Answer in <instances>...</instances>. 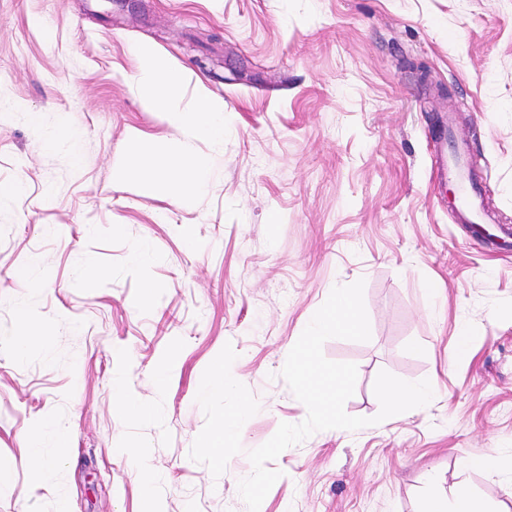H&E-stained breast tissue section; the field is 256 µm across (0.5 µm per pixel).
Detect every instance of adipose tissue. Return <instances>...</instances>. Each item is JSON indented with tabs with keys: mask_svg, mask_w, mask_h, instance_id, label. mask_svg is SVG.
Returning <instances> with one entry per match:
<instances>
[{
	"mask_svg": "<svg viewBox=\"0 0 512 512\" xmlns=\"http://www.w3.org/2000/svg\"><path fill=\"white\" fill-rule=\"evenodd\" d=\"M132 52L139 63L135 83L146 110L164 114L173 127L187 128L212 139L223 138L222 101L203 89L192 110H181L177 102L190 76L189 71L171 65L148 45H133ZM148 149L160 155L175 170L176 176L165 181H146V188L154 193L176 196L187 203L193 202L207 182L206 159L188 155L179 147L164 142H151Z\"/></svg>",
	"mask_w": 512,
	"mask_h": 512,
	"instance_id": "1",
	"label": "adipose tissue"
}]
</instances>
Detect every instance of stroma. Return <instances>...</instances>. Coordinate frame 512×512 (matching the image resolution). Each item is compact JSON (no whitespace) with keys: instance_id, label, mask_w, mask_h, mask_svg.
I'll use <instances>...</instances> for the list:
<instances>
[{"instance_id":"35a3bbf8","label":"stroma","mask_w":512,"mask_h":512,"mask_svg":"<svg viewBox=\"0 0 512 512\" xmlns=\"http://www.w3.org/2000/svg\"><path fill=\"white\" fill-rule=\"evenodd\" d=\"M136 43L223 100V140L142 107ZM136 134L208 160L193 203L115 182L132 158L156 165ZM457 147L511 240L512 0H0V187L23 186L0 196V337L21 311L42 328L27 351L0 344V512H140L128 446L164 512H247V451L307 416L286 357L359 279L370 340L323 346L357 366L346 412L378 414L383 370L437 393L284 450L260 512H421L462 485L512 512V254L450 211L438 166ZM219 356L254 405L220 467L200 450L237 409L206 390ZM117 385L159 420H127ZM52 431L72 452L38 485L23 459ZM486 455L497 472L461 471Z\"/></svg>"}]
</instances>
